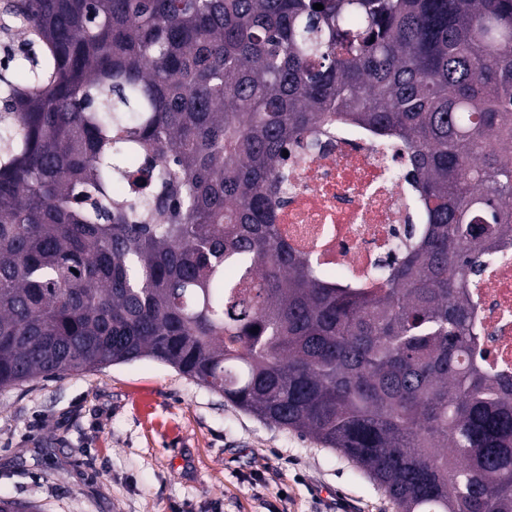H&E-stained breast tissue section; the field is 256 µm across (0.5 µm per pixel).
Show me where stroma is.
<instances>
[{
  "instance_id": "stroma-1",
  "label": "stroma",
  "mask_w": 512,
  "mask_h": 512,
  "mask_svg": "<svg viewBox=\"0 0 512 512\" xmlns=\"http://www.w3.org/2000/svg\"><path fill=\"white\" fill-rule=\"evenodd\" d=\"M0 0V113L35 56ZM0 495L42 512H395L340 452L152 358L0 388Z\"/></svg>"
}]
</instances>
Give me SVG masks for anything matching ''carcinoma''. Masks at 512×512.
<instances>
[{
	"instance_id": "1",
	"label": "carcinoma",
	"mask_w": 512,
	"mask_h": 512,
	"mask_svg": "<svg viewBox=\"0 0 512 512\" xmlns=\"http://www.w3.org/2000/svg\"><path fill=\"white\" fill-rule=\"evenodd\" d=\"M9 10L43 55L0 114V388L149 357L397 512H512V380L474 358L469 293L512 237V0ZM333 120L404 140L420 177L426 223L370 290L275 223L283 151Z\"/></svg>"
}]
</instances>
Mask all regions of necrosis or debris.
<instances>
[{
	"mask_svg": "<svg viewBox=\"0 0 512 512\" xmlns=\"http://www.w3.org/2000/svg\"><path fill=\"white\" fill-rule=\"evenodd\" d=\"M288 180L278 221L289 244L349 286L371 285L374 266H389L400 257L406 224L424 221L406 143L359 126L333 127L320 149L296 150ZM469 291L475 351L491 373L510 379L512 240L487 258Z\"/></svg>",
	"mask_w": 512,
	"mask_h": 512,
	"instance_id": "1",
	"label": "necrosis or debris"
}]
</instances>
